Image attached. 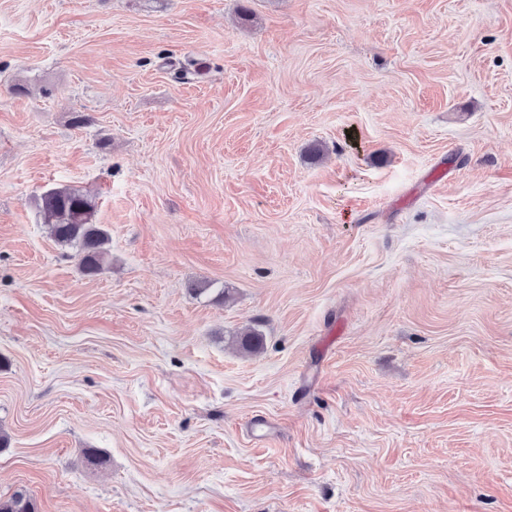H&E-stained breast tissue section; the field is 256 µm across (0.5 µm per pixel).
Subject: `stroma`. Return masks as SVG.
I'll use <instances>...</instances> for the list:
<instances>
[{
  "label": "stroma",
  "mask_w": 512,
  "mask_h": 512,
  "mask_svg": "<svg viewBox=\"0 0 512 512\" xmlns=\"http://www.w3.org/2000/svg\"><path fill=\"white\" fill-rule=\"evenodd\" d=\"M0 430L40 512H512V0H0ZM39 212L54 241L74 248L81 272L88 278L100 275L105 266L108 233L95 221V205L77 190L61 187L45 191L39 198Z\"/></svg>",
  "instance_id": "35a3bbf8"
}]
</instances>
